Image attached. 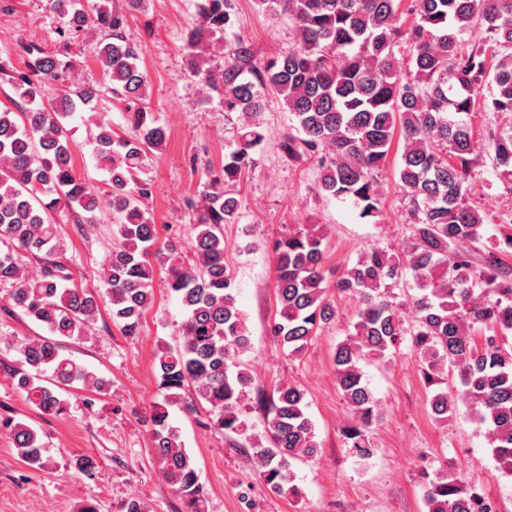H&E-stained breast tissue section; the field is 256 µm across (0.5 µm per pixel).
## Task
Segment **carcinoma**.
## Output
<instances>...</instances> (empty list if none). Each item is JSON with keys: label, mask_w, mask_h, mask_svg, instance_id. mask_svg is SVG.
Listing matches in <instances>:
<instances>
[{"label": "carcinoma", "mask_w": 512, "mask_h": 512, "mask_svg": "<svg viewBox=\"0 0 512 512\" xmlns=\"http://www.w3.org/2000/svg\"><path fill=\"white\" fill-rule=\"evenodd\" d=\"M260 9L291 20L297 45L263 61L233 27V0H201L198 17L183 39L186 70L219 91L226 118L237 122L238 139L224 163L199 185L193 258L180 246L156 248V225L145 207L149 184L139 178L147 152H158L166 129L144 107L146 75L140 44L128 32L126 0L91 16L73 0H56L70 16L67 34L93 31L92 54L101 82L77 83L56 54L25 49L26 70L0 62L9 77L11 109H0V284L12 287L11 302L47 335L11 348L17 363L3 370L40 414L59 417L66 404L58 390L76 384L98 394L107 381L63 355L61 339L90 334L99 303L112 321L135 336L153 301L154 264L166 268L168 288L185 319L180 341L156 354L159 397L145 416L165 480L183 497L186 512H204L195 463L168 422V407L194 386L209 406L211 425L227 435L246 427L243 407L253 376L240 357L252 348L237 307L233 275L224 261V225L240 219V202L229 187L252 163L267 135L265 90H273L296 120L299 135L287 134L280 148L298 160L318 159L317 188L349 200L363 218L380 215L378 177L394 139L401 144L394 169L410 216V236L399 252L374 246L347 268L336 290L358 299L353 332L336 345V382L352 415L344 429L361 460L374 455L367 428L380 417L364 380L361 362L385 356L404 343L421 362L425 382L437 387L429 400L439 421L465 407L484 427L498 468L512 476V271L474 264L468 246L484 240L487 219L468 199L479 148L466 116L479 106L512 112V0H256ZM480 27L484 38L463 44V34ZM47 83L64 86L44 101ZM125 103L128 131L118 135L98 112L104 92ZM94 127V158L109 176L103 194L76 175L65 121ZM494 175L512 192V134L494 138ZM116 219V243L102 268L106 292L94 295L68 285L70 274L54 260L60 248L51 212L66 211L78 223L103 206ZM278 320L272 333L298 355L337 307L324 287L322 237L306 228L271 244ZM44 264L40 274L29 260ZM412 285H407V278ZM406 304L412 318L400 314ZM456 373L455 393L439 388ZM305 393L280 383L260 400L267 409L264 440L250 445L266 488L294 499L296 462L319 451ZM0 426L13 439L20 460L45 468L43 446L28 424L6 419ZM426 512H496L493 502L449 470L429 483Z\"/></svg>", "instance_id": "carcinoma-1"}]
</instances>
